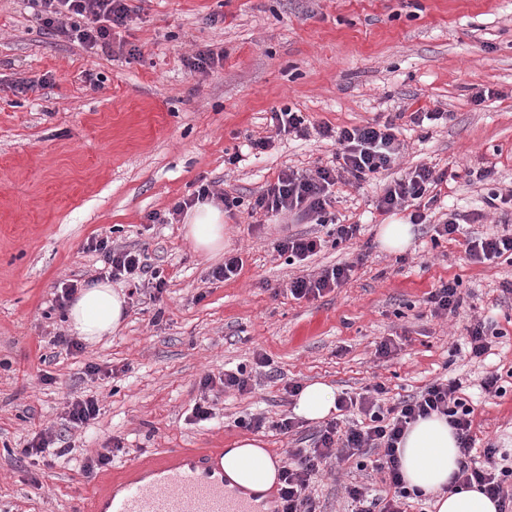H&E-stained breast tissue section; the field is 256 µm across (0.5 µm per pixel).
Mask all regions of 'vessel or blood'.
Segmentation results:
<instances>
[{"label":"vessel or blood","instance_id":"1","mask_svg":"<svg viewBox=\"0 0 512 512\" xmlns=\"http://www.w3.org/2000/svg\"><path fill=\"white\" fill-rule=\"evenodd\" d=\"M145 474L97 497L93 512H265L256 497L227 489L223 468L206 453L179 452L150 462Z\"/></svg>","mask_w":512,"mask_h":512}]
</instances>
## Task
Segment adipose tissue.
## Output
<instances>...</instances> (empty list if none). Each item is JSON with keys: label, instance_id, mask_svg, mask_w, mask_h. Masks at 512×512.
Wrapping results in <instances>:
<instances>
[{"label": "adipose tissue", "instance_id": "obj_1", "mask_svg": "<svg viewBox=\"0 0 512 512\" xmlns=\"http://www.w3.org/2000/svg\"><path fill=\"white\" fill-rule=\"evenodd\" d=\"M185 237L203 255L216 256L224 250V210L212 201H203L183 216ZM126 296L109 281L83 289L70 304L68 322L76 334L96 341L115 333L125 317ZM336 391L323 383L307 385L299 394L294 413L309 421L330 416ZM401 473L407 489H418L434 498L435 512H497L494 501L481 491L455 484L460 451L446 417L432 415L414 422L399 447ZM229 488L262 493L274 487L278 463L262 440L243 438L225 449L222 459Z\"/></svg>", "mask_w": 512, "mask_h": 512}]
</instances>
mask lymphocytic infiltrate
I'll return each mask as SVG.
<instances>
[{
  "mask_svg": "<svg viewBox=\"0 0 512 512\" xmlns=\"http://www.w3.org/2000/svg\"><path fill=\"white\" fill-rule=\"evenodd\" d=\"M28 2L39 24L48 33L106 55L113 52V28L125 25L130 17L127 0ZM70 14L80 16V23L65 24L63 18ZM271 121L280 134L301 140L315 134L333 140L336 162L317 167L310 173L281 172L276 182L267 184L255 197L253 210L273 215L295 211L314 217L318 224L328 227L330 237L338 243L360 235V225L337 223L330 212L332 190L343 176H350L352 183L358 185L393 167L402 149L396 135V116L339 129L323 125L313 131L302 115L287 107L272 113ZM444 179V174L436 173L430 167H417L386 185L376 208L384 213L407 209L411 212L412 223H423L424 216L418 206ZM86 249L102 255L106 264L104 272L110 279L147 284L159 292L166 286L161 271L147 264L141 250L118 248L105 238L91 239ZM352 270V264L340 263L315 276L296 277L290 284V292L298 299L318 297L323 291L346 282ZM460 387L457 380H437L419 394L389 408L381 403L385 388L378 383L364 394L340 397L337 410L359 408L368 418V425L343 428L338 421L332 420L317 431L312 448L287 450L279 470L277 512H316V504L307 493L313 476L323 463L333 460L341 464L354 457L359 460V469L369 468L383 474L385 482L396 490L392 499L384 501L371 495L364 486H348L347 494L356 505L355 512H405V501L410 493L400 474L398 444L410 424L434 414L447 418L460 441L462 460L458 480L466 486H477L495 502L498 512H512V466L498 465V450L492 445L484 448L481 456H474L471 436L474 409L459 396Z\"/></svg>",
  "mask_w": 512,
  "mask_h": 512,
  "instance_id": "1",
  "label": "lymphocytic infiltrate"
}]
</instances>
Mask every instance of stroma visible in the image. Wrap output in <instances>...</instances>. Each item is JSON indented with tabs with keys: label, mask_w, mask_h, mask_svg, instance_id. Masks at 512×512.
Masks as SVG:
<instances>
[{
	"label": "stroma",
	"mask_w": 512,
	"mask_h": 512,
	"mask_svg": "<svg viewBox=\"0 0 512 512\" xmlns=\"http://www.w3.org/2000/svg\"><path fill=\"white\" fill-rule=\"evenodd\" d=\"M131 19L114 29L112 55L93 53L42 30L24 0H0V512H72L90 505L105 473L170 448H227L242 437L263 440L275 460L305 448L318 423L281 434L292 415L290 385L321 382L337 393H362L380 382L393 405L436 379L462 380L474 408L476 449L495 445L512 456V264H474L466 253L476 227L432 243L433 225L449 213L484 208L490 191L512 194V0H128ZM219 23H210V16ZM137 47L139 58L129 57ZM223 53L208 73L183 59ZM98 83H91V76ZM34 81L20 93L18 81ZM492 98L474 103L480 91ZM289 107L308 124L362 125L402 113L404 145L395 167L362 185L339 183L331 210L359 224L356 239L326 246L298 265L275 249L288 234L325 235L320 225L288 214L252 211L255 196L291 168L333 160L331 141L276 135L273 111ZM451 113L419 127L416 110ZM270 137L264 153L248 140ZM241 151L228 165L224 155ZM447 172L427 221L413 227L409 248L391 253L377 241L380 225L408 222L383 214L386 184L418 166ZM491 167L493 182L463 175ZM238 198L224 213V250L243 265L215 279L219 260L199 254L182 221L152 224L187 199L199 179ZM143 248L167 285L129 297L120 329L80 350L56 347L69 335L56 289L97 277L101 256L89 239ZM355 263L344 285L315 299H294L295 277ZM458 279L464 303L434 315L426 302L440 282ZM496 320L500 334L485 355L470 357L467 329ZM391 340L396 350L376 348ZM266 355L270 369L256 368ZM97 366L87 374V366ZM239 366L253 370L252 391L215 386ZM498 372L507 392L481 389ZM50 374L42 382L41 374ZM97 400L96 419L64 431L69 392ZM212 408L199 424L200 398ZM265 419L263 429L241 419ZM49 430L65 453L53 467L19 460L16 449ZM123 454L107 469L85 473L87 458L113 441ZM358 484L382 497L394 490L379 473L324 465L310 486L317 512H351L345 488Z\"/></svg>",
	"instance_id": "obj_1"
}]
</instances>
